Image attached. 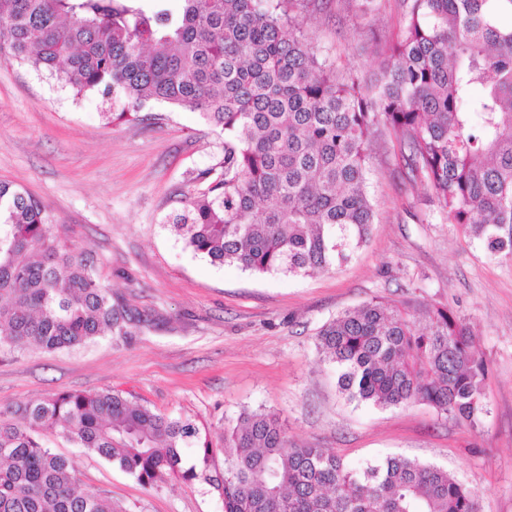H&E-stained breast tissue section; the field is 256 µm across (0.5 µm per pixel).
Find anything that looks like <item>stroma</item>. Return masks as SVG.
I'll return each instance as SVG.
<instances>
[{
  "mask_svg": "<svg viewBox=\"0 0 512 512\" xmlns=\"http://www.w3.org/2000/svg\"><path fill=\"white\" fill-rule=\"evenodd\" d=\"M399 12L398 0L365 17L333 2L304 25L318 54L367 77ZM111 109L103 92L77 100L48 75L0 59V182L41 201L51 234L92 257L105 286L156 320L76 350L0 353V408L112 390L195 423L200 439L183 463L197 478L153 487L52 439L79 486L105 492L122 512H222L224 430L260 408L280 416L290 445L326 449L353 468L394 455L432 463L475 493L478 512H512V259L490 256L448 223L391 143L379 142L368 174L375 222L349 263L265 277L211 264L168 218L189 172L221 160V137L196 112L151 104L145 121L112 125ZM376 297L445 306L468 324L488 365L478 426L425 404L381 409L341 396L317 333Z\"/></svg>",
  "mask_w": 512,
  "mask_h": 512,
  "instance_id": "1",
  "label": "stroma"
}]
</instances>
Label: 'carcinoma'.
<instances>
[{"instance_id":"carcinoma-1","label":"carcinoma","mask_w":512,"mask_h":512,"mask_svg":"<svg viewBox=\"0 0 512 512\" xmlns=\"http://www.w3.org/2000/svg\"><path fill=\"white\" fill-rule=\"evenodd\" d=\"M0 0V57L73 96L103 90L133 122L150 103L197 111L222 137L218 166L189 173L171 229L213 264L256 276L346 263L374 223L367 151L380 130L438 212L492 256L512 257V0H401L370 83L311 48L320 0ZM356 14L379 0H342ZM153 324L49 233L43 205L0 182V348L47 351ZM350 402L424 403L475 426L486 365L444 308L376 299L318 334ZM53 434L153 486L182 467L191 422L119 393L75 391L0 409V512H118L81 490ZM223 512H477L448 470L389 456L354 469L288 445L279 417L243 410L224 430Z\"/></svg>"}]
</instances>
